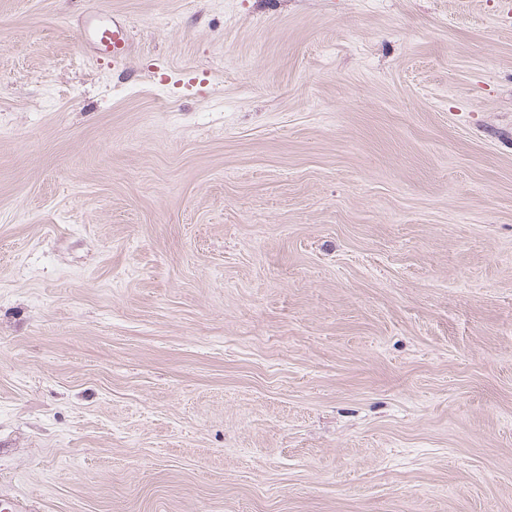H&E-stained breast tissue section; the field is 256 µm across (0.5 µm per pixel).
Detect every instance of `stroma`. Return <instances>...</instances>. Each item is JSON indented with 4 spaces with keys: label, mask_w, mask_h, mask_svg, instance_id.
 <instances>
[{
    "label": "stroma",
    "mask_w": 512,
    "mask_h": 512,
    "mask_svg": "<svg viewBox=\"0 0 512 512\" xmlns=\"http://www.w3.org/2000/svg\"><path fill=\"white\" fill-rule=\"evenodd\" d=\"M0 483L512 512V0H0ZM96 52L112 60V64L125 62L132 46V31L119 17L112 16L110 23H96L92 27Z\"/></svg>",
    "instance_id": "35a3bbf8"
}]
</instances>
